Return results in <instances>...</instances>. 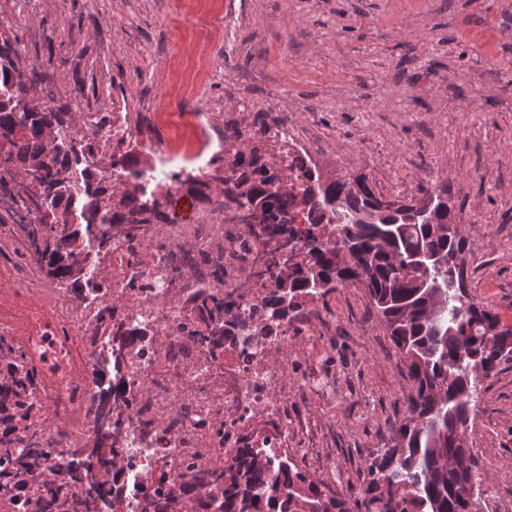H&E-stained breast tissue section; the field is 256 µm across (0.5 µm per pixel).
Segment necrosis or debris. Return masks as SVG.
I'll use <instances>...</instances> for the list:
<instances>
[{
  "label": "necrosis or debris",
  "mask_w": 512,
  "mask_h": 512,
  "mask_svg": "<svg viewBox=\"0 0 512 512\" xmlns=\"http://www.w3.org/2000/svg\"><path fill=\"white\" fill-rule=\"evenodd\" d=\"M194 221L207 225V232L169 225L145 261L131 262L126 245L113 244L105 293L45 282L18 260L27 244L13 225L0 224V263L7 264L19 293L18 300L0 307V339L11 342L17 331H26L28 362L38 372L33 414L15 423L9 444L44 448L60 496L87 502L91 512H142L161 476L174 495L191 494L201 512H221L207 486L186 478L187 461L221 463L237 449L263 448L273 462L263 474L268 480L276 473L275 462L288 453V375L270 359L287 341L288 326L274 324L267 336L252 331L265 313L240 286L252 259L247 226L225 224L207 213ZM217 233L224 236L223 283L198 279L193 287L173 291L172 264L185 237L193 236L197 249L204 250ZM132 283L143 285L145 298L115 313L113 324L126 332L116 354L112 333L99 317L108 298H124ZM219 285L242 325L226 340L223 356L214 359L181 336L180 326L200 318L194 293ZM47 321L60 333L43 344L39 336ZM119 397L125 400L118 419L122 465L109 504L99 490L73 480L69 459L75 449H84L85 468L100 470L101 457L86 448L101 434L102 418Z\"/></svg>",
  "instance_id": "obj_1"
}]
</instances>
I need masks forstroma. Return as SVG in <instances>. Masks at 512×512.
<instances>
[{
  "label": "stroma",
  "instance_id": "obj_1",
  "mask_svg": "<svg viewBox=\"0 0 512 512\" xmlns=\"http://www.w3.org/2000/svg\"><path fill=\"white\" fill-rule=\"evenodd\" d=\"M230 37L198 36L202 17ZM41 68L56 107L181 103L138 149L145 166L183 164L194 124L268 112L314 160L404 197L448 187L465 244L470 298L512 328V0H13L0 33ZM80 81H73V74ZM289 379L333 375L336 389L288 398L292 456L335 492L367 484L394 444L412 382L364 288L308 302L274 354ZM467 430L490 512H512V360L480 383Z\"/></svg>",
  "mask_w": 512,
  "mask_h": 512
}]
</instances>
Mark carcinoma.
<instances>
[{"label":"carcinoma","instance_id":"cac0c4a2","mask_svg":"<svg viewBox=\"0 0 512 512\" xmlns=\"http://www.w3.org/2000/svg\"><path fill=\"white\" fill-rule=\"evenodd\" d=\"M17 55L0 34V90L13 83L21 92L37 91L43 73L35 65L16 73ZM280 126L270 113H254L248 137L235 128L225 131L224 156L211 161L205 179L190 176L183 184L197 201L209 200L211 183L224 185L222 209L251 226L257 251L248 287L258 289L269 319L290 323L310 300L324 302L351 284L364 288L407 363L414 395L394 430L397 444L379 449L368 462L366 487H351L342 498L284 459L268 488L269 512H351L350 499L361 512H465L448 463L464 466L481 491L466 430L479 377L512 360V329L500 327L498 316L477 302L469 317L460 314L465 258L458 230L449 229L456 220L448 186L436 184L420 198L392 197L384 205L365 178L333 176L312 160L294 157ZM70 129L67 112L30 111L0 100V139L6 140V169L14 182L9 187L0 180V213L14 219L47 276L82 288L90 266L112 243H130L138 259L136 243L168 218L172 187L159 184L146 192L141 179L147 168L130 150L110 156V168L123 173L120 182L108 187L100 169L88 167L86 185L77 187L67 177L70 163L96 157L99 130L86 127L75 138ZM194 304L203 325L186 322L180 335L218 357L238 314L221 289L198 292ZM495 327L497 334L491 332ZM4 358L9 384L0 386V407L12 399L24 417L36 383L24 369L23 351L0 348ZM43 457L32 444L4 449L0 488L17 489L27 476L43 472ZM266 467L263 449L241 448L201 481L211 487L212 499H224V472H230L244 494L240 512H252L251 491ZM27 506L29 512H81L79 503L61 500L48 482L43 496Z\"/></svg>","mask_w":512,"mask_h":512}]
</instances>
